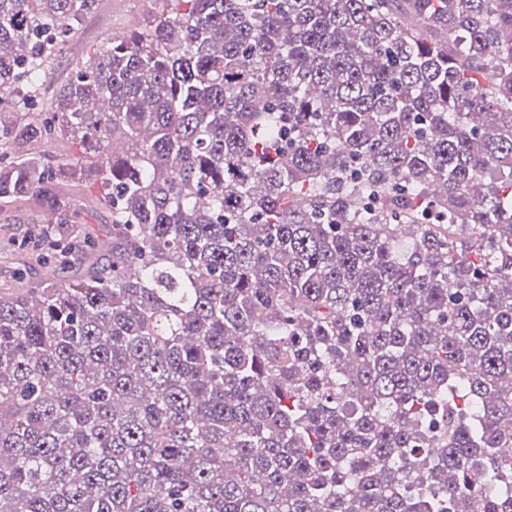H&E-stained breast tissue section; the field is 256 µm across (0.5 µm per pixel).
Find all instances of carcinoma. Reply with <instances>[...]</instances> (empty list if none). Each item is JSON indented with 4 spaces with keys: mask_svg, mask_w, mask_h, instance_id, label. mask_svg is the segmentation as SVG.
I'll return each instance as SVG.
<instances>
[{
    "mask_svg": "<svg viewBox=\"0 0 512 512\" xmlns=\"http://www.w3.org/2000/svg\"><path fill=\"white\" fill-rule=\"evenodd\" d=\"M0 0V198L112 242L0 294V512H512V0ZM152 0H96L66 42L62 53L52 65L41 94L40 105L49 108L54 95L67 83L75 63L81 61L112 36L121 34L136 22H143L152 15ZM40 151L51 155L56 162L77 165L82 169V175L70 178L69 185L63 190L65 197L70 201V209L65 217L82 237L86 235L109 240L111 216L98 203L96 187L90 186L88 166L80 160L77 161L81 153L79 146L66 138H58L40 145Z\"/></svg>",
    "mask_w": 512,
    "mask_h": 512,
    "instance_id": "carcinoma-1",
    "label": "carcinoma"
}]
</instances>
